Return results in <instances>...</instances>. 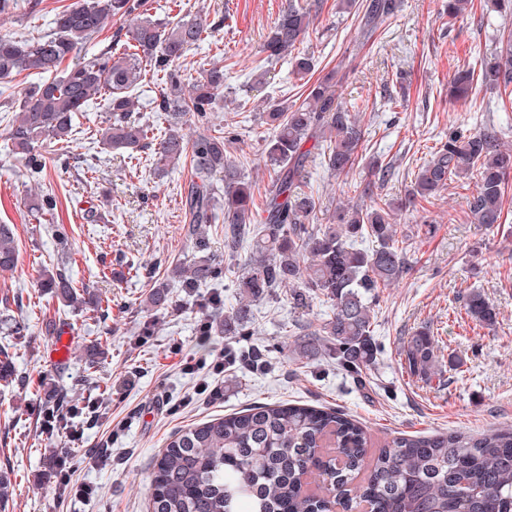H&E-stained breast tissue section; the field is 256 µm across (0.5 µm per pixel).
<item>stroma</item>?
Returning a JSON list of instances; mask_svg holds the SVG:
<instances>
[{"instance_id":"35a3bbf8","label":"stroma","mask_w":512,"mask_h":512,"mask_svg":"<svg viewBox=\"0 0 512 512\" xmlns=\"http://www.w3.org/2000/svg\"><path fill=\"white\" fill-rule=\"evenodd\" d=\"M13 14L0 16V33L27 38L53 30L56 14L72 0H41L29 13L19 0ZM315 16L302 48L314 56L317 75L336 71L341 101L357 103L367 155L393 162L396 174L385 183V198L403 197L414 172L432 148L463 132L499 128L512 118V96L482 85L467 104H449L448 76L475 65L494 48L512 18L473 8L457 20L443 13V0H400L396 14L364 39L357 11L339 0H298ZM288 0H147L154 17L175 21L205 10L213 25L203 43L178 67L194 81L208 64L224 62V95L245 102L237 112L218 111L216 127L229 130L233 154L254 186L256 206L273 171L266 163V100L301 102L304 88L289 59L264 63V40ZM265 64V63H264ZM28 78L0 80V224L14 227L18 263L0 274V348L7 349L13 374L0 378V474L11 480L0 512H147L149 474L170 436L184 427L244 410L256 403L327 405L359 417L375 443L393 436L433 431H484L512 424V189L503 207L506 222L492 231L471 223L467 202L477 178L454 179L447 190L400 213L408 239L403 277L380 289L375 335L380 352L361 391L323 360L296 365L288 329L296 321L320 324L329 304L312 300L294 309L287 294L254 302L253 322L244 335L227 337L224 318L239 302L224 278L186 292L172 289L169 306L150 310L144 299L155 281L170 280L180 264L196 256L184 201L190 167L158 176L151 150L128 156L106 152L97 131L108 114L90 101L75 119L67 145H49L47 168L31 178L9 150L7 129L20 108L18 91ZM59 197L55 215L36 219L23 202L35 184ZM107 199L101 220L87 218L90 206ZM432 222L421 230L420 219ZM65 267L76 287L94 291L104 311L88 318L40 288L49 271ZM480 291L497 313L493 325L471 319L466 296ZM222 305L212 308V295ZM211 317L210 339L197 324ZM68 326L74 336L64 364L51 363L52 342L45 325ZM421 326L439 345V373L429 381L408 375L400 364L404 347ZM104 353L95 365L93 344ZM232 344L259 348L266 365L258 371H224V399L216 404H184L194 376L182 366ZM81 432L69 443V431ZM72 447L73 479L96 489L81 500L60 493L53 464ZM109 447L104 462L86 459L92 448Z\"/></svg>"}]
</instances>
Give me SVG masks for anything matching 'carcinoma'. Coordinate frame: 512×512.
Returning a JSON list of instances; mask_svg holds the SVG:
<instances>
[{
	"label": "carcinoma",
	"mask_w": 512,
	"mask_h": 512,
	"mask_svg": "<svg viewBox=\"0 0 512 512\" xmlns=\"http://www.w3.org/2000/svg\"><path fill=\"white\" fill-rule=\"evenodd\" d=\"M141 7L142 0H75L58 12L49 35L25 39L0 33V79L38 77L22 88L20 112L7 132L12 153L27 172L43 173L44 143H69L75 114L92 99L103 100L109 112L101 132L104 149H150L160 174L189 160L193 179L185 212L189 237L200 251L206 246L205 225L218 221L217 199H223L224 252L238 269L240 294V306L224 318V335H240L251 322L250 303L280 289L289 291L296 309L319 298L330 304L332 315L315 327L294 325V359L329 360L366 386L379 353L367 294L395 284L406 269L397 207L375 195L371 185L346 181L352 197L340 202L326 223L312 224L319 198L300 189L316 161L339 179L363 160L360 115L339 100L333 74L309 85L300 104L266 105L265 152L274 177L259 214L253 211V186L230 152V137L211 130L212 112L224 101V65L210 64L192 84L173 67L204 40L207 17L199 12L176 22L153 20ZM397 8L398 0H369L362 6L363 32L373 31ZM114 17L130 19L128 41L116 39L99 54L80 55ZM311 23L310 10L291 2L265 43L267 60L291 58L301 80L315 70L314 57L298 50ZM67 60L71 64L61 68ZM151 72L164 73L156 111L167 123L152 138L132 94ZM478 83L512 85V34L500 36L479 67L448 77V101H467ZM190 115L206 127L191 141L182 133ZM503 137L494 129L448 131V140L418 167L406 203L414 207L474 171L471 223L489 231L505 223L512 150ZM24 205L40 218L54 212L57 198L48 189L37 190ZM360 239L375 247H356ZM16 263L14 230L0 224V273L13 271ZM176 276L184 288H203L224 277V266L203 256L176 269ZM44 287L74 308L103 309L100 299L76 288L62 269L46 275ZM168 288L165 281L154 282L147 307L167 308ZM466 306L476 321H496L495 309L480 292H470ZM437 352L429 330L415 331L405 349L410 372L432 380L438 375ZM147 496L148 512H512V425L401 434L374 448L367 427L345 413L257 403L174 433L155 462Z\"/></svg>",
	"instance_id": "obj_1"
}]
</instances>
